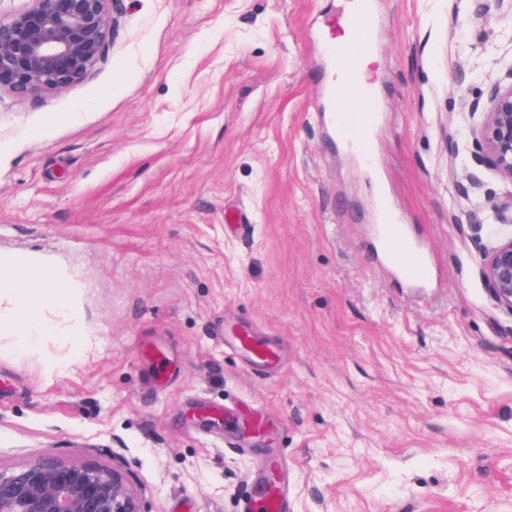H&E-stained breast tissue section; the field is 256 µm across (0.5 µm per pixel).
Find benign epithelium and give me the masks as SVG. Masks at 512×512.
Masks as SVG:
<instances>
[{"label": "benign epithelium", "instance_id": "obj_1", "mask_svg": "<svg viewBox=\"0 0 512 512\" xmlns=\"http://www.w3.org/2000/svg\"><path fill=\"white\" fill-rule=\"evenodd\" d=\"M0 18V88L18 96L63 92L80 83L104 57L116 24L109 0H30ZM471 110L482 120L471 130L474 158L512 185V68ZM512 223V191L493 205ZM494 305L512 313V234L485 251L480 268ZM0 512H142L127 477L93 463H38L0 471Z\"/></svg>", "mask_w": 512, "mask_h": 512}]
</instances>
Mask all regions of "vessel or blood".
<instances>
[{"label":"vessel or blood","mask_w":512,"mask_h":512,"mask_svg":"<svg viewBox=\"0 0 512 512\" xmlns=\"http://www.w3.org/2000/svg\"><path fill=\"white\" fill-rule=\"evenodd\" d=\"M376 24L373 0H354L349 24L350 42L345 47L329 50L332 57L340 60L348 75H355L362 69L364 54ZM378 232L385 257L402 280L414 286L431 283L433 267L430 256L411 240L406 225L398 223L390 209L382 210ZM233 342L248 350L257 363L267 365L274 360L273 353L266 347L256 345L249 332H238ZM244 512H288V498L279 486L272 483L265 486L253 501L245 504Z\"/></svg>","instance_id":"obj_1"}]
</instances>
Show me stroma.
<instances>
[{"mask_svg": "<svg viewBox=\"0 0 512 512\" xmlns=\"http://www.w3.org/2000/svg\"><path fill=\"white\" fill-rule=\"evenodd\" d=\"M349 2L118 0L82 82L0 92V252L59 267L78 308L24 354L0 328V469L114 466L144 512H242L278 460L288 512H512V314L479 273L512 185L469 110L512 14L375 0L378 123L348 149L309 30L341 35ZM382 185L429 287L379 250ZM201 405L261 418L262 447ZM231 338L236 346L248 350L253 355L255 362L266 365L274 362L273 353L266 347L256 345L254 337L248 331L238 332Z\"/></svg>", "mask_w": 512, "mask_h": 512, "instance_id": "stroma-1", "label": "stroma"}]
</instances>
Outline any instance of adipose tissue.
I'll use <instances>...</instances> for the list:
<instances>
[{"mask_svg":"<svg viewBox=\"0 0 512 512\" xmlns=\"http://www.w3.org/2000/svg\"><path fill=\"white\" fill-rule=\"evenodd\" d=\"M61 282L38 255L0 253V325L12 329L18 349L31 350L40 336L52 332L46 309L71 311L70 291Z\"/></svg>","mask_w":512,"mask_h":512,"instance_id":"1","label":"adipose tissue"}]
</instances>
